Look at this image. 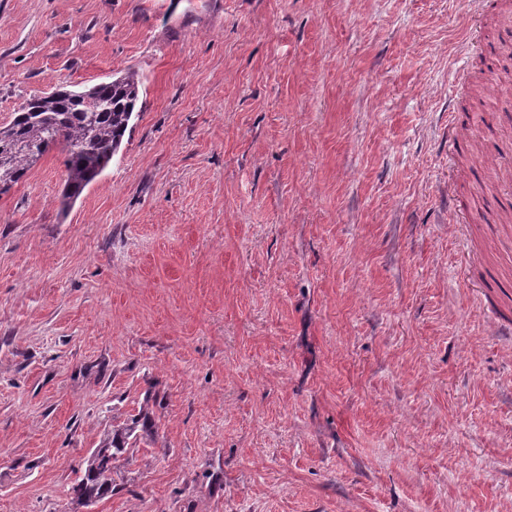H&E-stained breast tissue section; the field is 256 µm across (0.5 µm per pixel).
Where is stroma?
Instances as JSON below:
<instances>
[{"instance_id":"35a3bbf8","label":"stroma","mask_w":512,"mask_h":512,"mask_svg":"<svg viewBox=\"0 0 512 512\" xmlns=\"http://www.w3.org/2000/svg\"><path fill=\"white\" fill-rule=\"evenodd\" d=\"M129 70L95 182L0 195V512L142 411L94 512H512V0H0V127Z\"/></svg>"}]
</instances>
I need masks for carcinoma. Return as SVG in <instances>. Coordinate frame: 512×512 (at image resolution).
Here are the masks:
<instances>
[{
	"instance_id": "obj_1",
	"label": "carcinoma",
	"mask_w": 512,
	"mask_h": 512,
	"mask_svg": "<svg viewBox=\"0 0 512 512\" xmlns=\"http://www.w3.org/2000/svg\"><path fill=\"white\" fill-rule=\"evenodd\" d=\"M141 80L134 71L82 90L58 89L23 102L9 125L0 127V188L10 190L36 161L60 144L67 172L62 204L78 198L119 151L139 100ZM132 424L112 430L85 460L71 490L77 502L112 494L113 462L128 453Z\"/></svg>"
}]
</instances>
